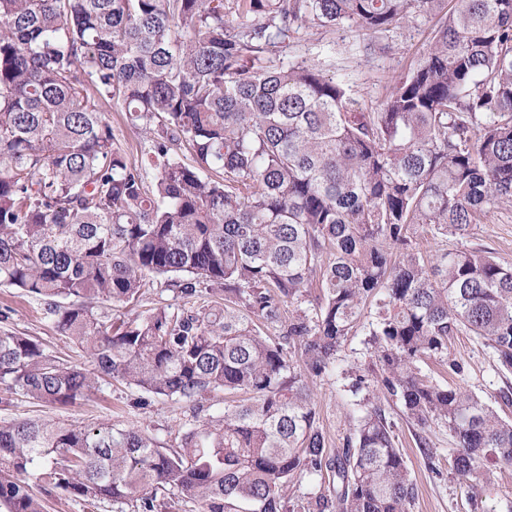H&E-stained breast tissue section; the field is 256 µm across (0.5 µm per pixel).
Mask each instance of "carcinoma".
<instances>
[{
	"label": "carcinoma",
	"instance_id": "carcinoma-1",
	"mask_svg": "<svg viewBox=\"0 0 512 512\" xmlns=\"http://www.w3.org/2000/svg\"><path fill=\"white\" fill-rule=\"evenodd\" d=\"M431 48L357 112L346 83L265 55L310 21L353 23L361 50L419 14ZM153 130L143 165L101 110ZM191 162H186L182 150ZM512 202V0H0V286L44 301L88 355L77 368L39 341L0 331V385L70 406L106 376L202 407L174 448L125 429L0 423V507L42 512L30 478L88 502L177 493L202 512H287L284 488L333 472L305 512H410L415 483L394 423L358 398L356 430L332 456L305 378L333 371L360 325L376 389L423 433L456 440L453 474L512 466V420L421 373L469 333L512 372V266L485 248L426 260L418 226L461 239L488 206ZM191 304L112 317L144 277ZM318 279L312 312L286 313ZM278 324L280 337L261 333Z\"/></svg>",
	"mask_w": 512,
	"mask_h": 512
}]
</instances>
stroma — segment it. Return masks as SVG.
<instances>
[{"instance_id":"obj_1","label":"stroma","mask_w":512,"mask_h":512,"mask_svg":"<svg viewBox=\"0 0 512 512\" xmlns=\"http://www.w3.org/2000/svg\"><path fill=\"white\" fill-rule=\"evenodd\" d=\"M436 25V16H416L386 32L382 38L383 51L368 56L361 52V35L351 23L330 29L306 22L288 40V59L320 68L327 75L346 77L351 97L362 108L371 109L383 99L386 86L405 76L429 48ZM104 115L116 143L128 157L144 160L150 150V133L129 125L119 109H105ZM413 241L425 256L455 249L463 242L470 247L489 249L501 263L512 265V202L491 206L482 223L472 225L465 241L452 236L435 237L424 228L418 229ZM4 309L9 317L0 321V329L30 336L54 355L69 359L79 367H88L86 356L46 317L42 300L0 287V311ZM364 339L360 332L349 337L338 354L335 370L307 381L318 423L332 453L343 449L355 428L356 408L344 387L350 378L370 373L373 368ZM456 364L463 367V374L453 372ZM420 369L440 383L476 394L501 414L512 417V404L503 402L504 396L512 397V373L505 374L498 369L491 348L480 338L467 333L451 337L445 365L424 363ZM135 396L133 388L116 382L102 386L78 404L51 407L0 388V421L32 419L76 425L95 422L121 429L135 418L149 427L159 442L167 446L177 444L183 423L193 417L190 405L153 397L134 410L130 403ZM381 404L395 424L397 444L416 485V499L410 512H512V467L490 463L472 479L457 481L452 474L456 445L447 427L435 424L425 433L433 451L432 457H425L417 444L420 432L407 423L401 405L389 397L382 398ZM42 504L44 512H139L131 501L105 500L92 504L64 492L43 495Z\"/></svg>"}]
</instances>
